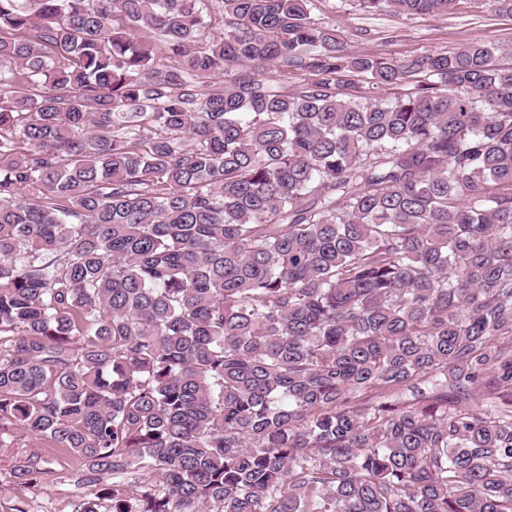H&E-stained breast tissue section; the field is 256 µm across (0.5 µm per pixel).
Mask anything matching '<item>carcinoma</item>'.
Instances as JSON below:
<instances>
[{
    "label": "carcinoma",
    "instance_id": "1",
    "mask_svg": "<svg viewBox=\"0 0 512 512\" xmlns=\"http://www.w3.org/2000/svg\"><path fill=\"white\" fill-rule=\"evenodd\" d=\"M311 2L0 0V443L74 512H512V49ZM486 0H457L448 15L401 17L363 12L354 0H314L312 17L336 28L346 50L409 60L456 49L475 38L512 44V16Z\"/></svg>",
    "mask_w": 512,
    "mask_h": 512
}]
</instances>
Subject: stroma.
<instances>
[{
  "label": "stroma",
  "mask_w": 512,
  "mask_h": 512,
  "mask_svg": "<svg viewBox=\"0 0 512 512\" xmlns=\"http://www.w3.org/2000/svg\"><path fill=\"white\" fill-rule=\"evenodd\" d=\"M312 16L334 27L349 53L409 60L456 49L481 38L512 44V15L496 10L486 0H457L443 16L401 17L390 12H363L356 0H314ZM38 455L56 470L78 473L79 462L67 451L48 447L44 441L25 437L8 448L0 447V512H73L82 490L74 482L45 480L40 487L16 485L12 470L19 461Z\"/></svg>",
  "instance_id": "obj_1"
}]
</instances>
